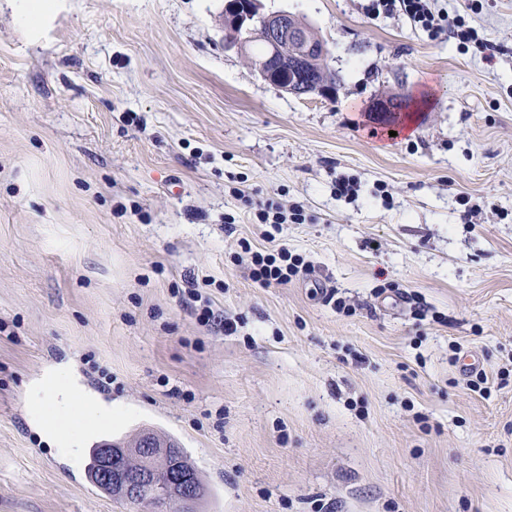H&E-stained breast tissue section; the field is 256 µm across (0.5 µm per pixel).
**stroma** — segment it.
<instances>
[{"instance_id":"1","label":"stroma","mask_w":512,"mask_h":512,"mask_svg":"<svg viewBox=\"0 0 512 512\" xmlns=\"http://www.w3.org/2000/svg\"><path fill=\"white\" fill-rule=\"evenodd\" d=\"M226 2L55 0L30 31L0 8V512H150L40 442L57 364L116 407L82 450L174 437L199 512H512V0H435L490 63L368 0H260L326 44L329 98L227 47ZM283 246L306 272L260 287L249 251ZM256 212L254 216L260 224H301L302 210L297 204L287 206L281 202L268 198L265 201L256 202Z\"/></svg>"}]
</instances>
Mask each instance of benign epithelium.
<instances>
[{"instance_id":"benign-epithelium-1","label":"benign epithelium","mask_w":512,"mask_h":512,"mask_svg":"<svg viewBox=\"0 0 512 512\" xmlns=\"http://www.w3.org/2000/svg\"><path fill=\"white\" fill-rule=\"evenodd\" d=\"M247 19L262 32L271 57L284 64L273 76L266 71L265 62H255L262 78L274 80L278 87L297 96L318 94L330 97L334 94V88L315 81L312 76L306 84H301L298 72L310 69L315 55L325 56L326 47L316 44L302 27L293 24L289 14L261 15L257 2L248 0L242 14L234 17V23L238 26ZM178 464L177 449L156 447L153 434L149 432L118 448L105 445L98 455L100 476L110 484L112 496L126 500L141 496L160 497L175 503L178 512H196L194 505L203 496V491L192 476L187 474L171 481L162 477L163 472Z\"/></svg>"}]
</instances>
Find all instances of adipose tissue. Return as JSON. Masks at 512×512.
<instances>
[{
	"label": "adipose tissue",
	"mask_w": 512,
	"mask_h": 512,
	"mask_svg": "<svg viewBox=\"0 0 512 512\" xmlns=\"http://www.w3.org/2000/svg\"><path fill=\"white\" fill-rule=\"evenodd\" d=\"M36 429L43 443L56 450L74 447L77 440L68 429V421L76 412H84L90 423H98L111 417V408L88 403L80 386L61 375H53L35 396Z\"/></svg>",
	"instance_id": "1"
}]
</instances>
